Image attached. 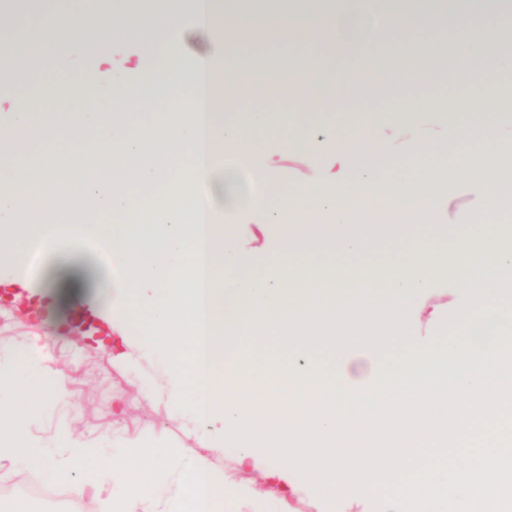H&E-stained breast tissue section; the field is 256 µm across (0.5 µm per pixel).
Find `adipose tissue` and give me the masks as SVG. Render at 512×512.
Masks as SVG:
<instances>
[{"label": "adipose tissue", "mask_w": 512, "mask_h": 512, "mask_svg": "<svg viewBox=\"0 0 512 512\" xmlns=\"http://www.w3.org/2000/svg\"><path fill=\"white\" fill-rule=\"evenodd\" d=\"M99 0L100 13L87 22L78 13L53 15L47 27L28 32L31 44L47 31L74 37L77 51L96 57L92 85L75 90L43 84L34 91L38 110L0 117V150L10 161L0 166V257L10 259L17 276L29 268V247L40 243L47 287L69 292L72 304L93 293L110 312L155 348L171 353L173 375L193 398L202 435L212 438L217 424L208 412L217 391L251 390L263 402L299 410L305 392L334 395L340 409L355 414L357 404L377 409L393 394L417 386L447 390L476 367L507 380L512 362V225L501 223L512 211V144L501 131L512 127V95H504L503 72H512V30L481 26L479 41H458L417 59L407 52L376 56L362 27L382 19L380 37L398 41L401 30L432 24L434 0H416L404 12L392 0H281L279 25L264 28L267 40L320 38L351 50V63L333 68L322 57L296 55L288 69L262 77L252 57L233 66L204 67L212 112L200 115L197 81L185 78L176 58L162 64L141 84H113L108 65L112 43L134 39L140 55L183 43L198 27L215 42L228 30L250 23L231 0ZM451 79L479 80V96L438 102L428 85ZM389 92L402 103L396 112L340 111L320 135H308L298 120L242 126L225 120L224 108L251 94L288 98L297 111H325L345 98ZM169 100V112L140 113L131 131L127 103ZM439 116L442 139L420 133V118ZM389 127L405 155L424 162L422 171L397 163L390 142L376 131ZM480 150L459 155L461 138ZM393 139V140H394ZM309 162L336 160L328 187L305 184L276 208L284 252H362L387 239L412 235L414 221H430L449 185L475 182L484 192L475 219L483 235L463 234L442 248L423 245L392 263L346 267L282 264L273 277L241 275L254 262L245 253L237 227L227 217L239 208H268L264 195L241 192L225 164L233 154L270 174L269 141ZM68 146L67 154L41 153L25 162V151L45 142ZM387 170V179L376 176ZM209 185L207 200L172 194L159 207L124 223L130 211L127 188L154 190L178 183ZM453 275L469 296L462 314L466 337L445 344V361L421 355L410 327L413 298L437 276ZM276 336L286 348L325 350L322 360L293 367L283 362L248 364L232 349L242 340ZM382 353L401 345L383 373L381 391L365 390L367 368L345 357L352 344Z\"/></svg>", "instance_id": "1"}]
</instances>
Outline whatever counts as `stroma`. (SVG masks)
Listing matches in <instances>:
<instances>
[{
	"mask_svg": "<svg viewBox=\"0 0 512 512\" xmlns=\"http://www.w3.org/2000/svg\"><path fill=\"white\" fill-rule=\"evenodd\" d=\"M60 9L91 16L95 4L94 0H38L34 9L15 15L11 28L0 31V46L42 26ZM182 51L192 58L220 54L228 66L238 56H258L279 70L297 53L323 56L335 68L347 66L349 61L344 48H330L318 40L281 43L242 40L221 47L200 31L187 37ZM91 67V62L76 58L69 69L41 70L1 84L0 108L7 112L17 110L19 102L30 99L34 89L44 83L84 86ZM293 109L288 100L258 95L230 108L227 118L246 125H263L274 117L287 118ZM267 152L274 162L275 184L281 194H289L302 183L316 188L329 179L331 159L304 164L283 152L274 141L268 143ZM480 208L481 192L476 185L451 186L437 212L438 220L448 226L446 234L435 236L420 227L412 237L378 242L359 255L331 251L282 252L281 228L270 210H242L235 214L234 221L243 246L263 253L262 261L247 267L245 273L261 276L272 274L275 264L281 262L294 267L390 262L423 238L443 246L448 244L450 236L458 233H483V226L472 221ZM46 301L36 274L20 278L0 270V361L11 359L20 349L31 352L39 357L45 378L62 382L64 387L62 399L51 402L32 423L30 433L35 445L55 447L69 433L86 448L103 456L147 438L167 441L209 457L228 481L247 488V497L225 500L223 512H312L306 492L282 496L268 481L265 467H239L237 452L196 442L199 426L193 404L190 398L177 394L178 387L170 376L172 359L168 353L153 350L142 336L128 332L120 320L105 321L101 312L96 311L94 300L83 303L82 316L68 311L58 314L52 322L45 319ZM468 303L466 291L456 285L428 288L416 297L411 326L423 354L436 355L448 340L464 333L460 312ZM35 477L45 483L50 480L48 472L38 470L33 464L26 468L1 465L0 497L12 501L19 512H70L72 501L68 492H60L53 499L31 495L27 487Z\"/></svg>",
	"mask_w": 512,
	"mask_h": 512,
	"instance_id": "35a3bbf8",
	"label": "stroma"
}]
</instances>
